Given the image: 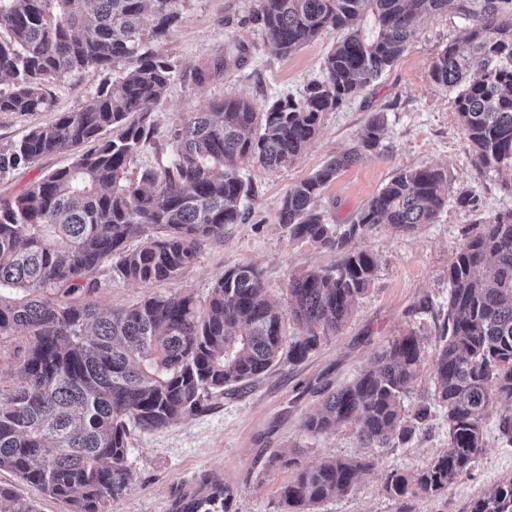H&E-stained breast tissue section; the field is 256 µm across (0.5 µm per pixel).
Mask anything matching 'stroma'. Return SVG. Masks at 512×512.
<instances>
[{"instance_id": "stroma-1", "label": "stroma", "mask_w": 512, "mask_h": 512, "mask_svg": "<svg viewBox=\"0 0 512 512\" xmlns=\"http://www.w3.org/2000/svg\"><path fill=\"white\" fill-rule=\"evenodd\" d=\"M258 5V0H179L180 21L159 47L176 71L165 96L150 107L155 138L131 160L130 177L160 162L185 113L224 97L243 96L262 106L285 95L300 96L308 83L322 78L340 32L324 31L282 56L254 20ZM464 29V21L450 13L421 22L390 70L360 96L323 115L317 137L293 165L266 169L244 160L242 173L252 185L248 221L228 226L223 241L205 246L180 279L155 288L116 279L96 294L104 310L131 306L154 290L189 291L202 301L225 270L253 264L263 273L269 299L286 306L289 273L330 265L338 254L294 240L277 222L280 202L292 186L352 147L373 114H383L386 122L380 146L341 170L318 202L336 230L346 229L397 171L427 165L449 173L453 198L434 223L412 232L380 224L354 239V246L369 249L377 261L375 282L344 330L324 338L314 355L300 364L281 359L246 389L213 396L203 413L155 432L132 430L127 465L133 485L112 500L109 512H170L175 494L192 490L204 475L233 487L231 512H283L280 493L294 472L270 466L277 454L305 466L336 455L375 460L374 470L355 490L325 502L320 512H466L472 499L512 476V446L502 443L497 429L500 416L512 406L501 402L485 420V447L470 476L435 500L417 498L402 506L387 496L383 481L388 472L424 466L448 446V416L433 404L434 377L427 370L403 399L410 411L431 407L426 426L409 442L367 448L348 425L317 438L300 430L302 419L319 408L323 390L336 389L370 368L375 354L404 329H421L428 348H435L448 311V265L455 251L477 217L512 210V175L476 170L454 94L430 76L434 57L448 43L461 42ZM229 45L244 47L242 58H228L222 73L207 75L210 62ZM117 77L113 71L55 81L51 110L0 113V144L52 123L60 113L80 110L100 82ZM462 192L476 198L478 211L456 203Z\"/></svg>"}]
</instances>
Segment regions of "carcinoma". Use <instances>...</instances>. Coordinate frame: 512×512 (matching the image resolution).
Wrapping results in <instances>:
<instances>
[{"mask_svg": "<svg viewBox=\"0 0 512 512\" xmlns=\"http://www.w3.org/2000/svg\"><path fill=\"white\" fill-rule=\"evenodd\" d=\"M174 0H0V113L51 107L45 85L121 70L91 102L0 144V179L64 150L72 163L49 171L11 199H0V341L18 340L13 369L0 377V470L67 502L70 512H108L132 485L128 436L165 428L207 409L224 390L245 387L281 358L302 363L321 339L342 330L375 281L377 262L346 243L376 224L413 231L436 219L450 193L448 171H398L341 236L316 201L336 175L378 145L376 116L361 144L328 160L290 189L277 223L291 236L340 252L330 267L289 275L287 310L266 296L260 271H224L202 303L191 294L149 293L100 311L93 296L114 279L172 282L199 251L247 219L251 185L239 162L278 168L316 137L321 117L357 97L398 60L418 23L448 10L469 22L463 54L455 44L431 66L454 105L479 173H512V0H259L256 21L278 53L289 55L327 29L345 33L322 79L299 98L264 109L224 98L189 112L174 130L165 163L127 178L132 157L154 137L147 107L164 97L174 63L148 45L178 22ZM376 32L361 36L365 13ZM142 243L129 247L132 238ZM291 316L305 326L286 334ZM426 367V339L394 337L376 365L330 393L302 420L317 437L349 425L369 448L406 442L430 408L409 418L403 396ZM435 402L448 415V448L426 466L387 474L384 491L403 504L439 496L470 473L482 452L485 417L512 403V211L480 217L448 266V313L431 367ZM296 467L283 487L288 512L318 507L353 491L375 468L337 456ZM231 486L207 475L176 495L171 512H229ZM0 512H36L0 484ZM467 512H512V477Z\"/></svg>", "mask_w": 512, "mask_h": 512, "instance_id": "obj_1", "label": "carcinoma"}]
</instances>
